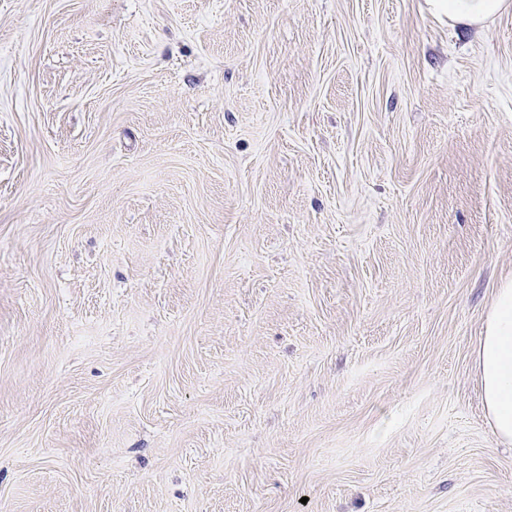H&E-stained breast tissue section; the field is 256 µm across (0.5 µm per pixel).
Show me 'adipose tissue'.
Returning <instances> with one entry per match:
<instances>
[{"label": "adipose tissue", "mask_w": 512, "mask_h": 512, "mask_svg": "<svg viewBox=\"0 0 512 512\" xmlns=\"http://www.w3.org/2000/svg\"><path fill=\"white\" fill-rule=\"evenodd\" d=\"M449 26L481 27L507 7V0H429ZM483 407L495 436L512 443V279L499 284L474 356Z\"/></svg>", "instance_id": "adipose-tissue-1"}]
</instances>
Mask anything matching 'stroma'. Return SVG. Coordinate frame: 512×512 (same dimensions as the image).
<instances>
[{"label":"stroma","instance_id":"obj_1","mask_svg":"<svg viewBox=\"0 0 512 512\" xmlns=\"http://www.w3.org/2000/svg\"><path fill=\"white\" fill-rule=\"evenodd\" d=\"M512 8L0 0V512H512ZM433 14L448 26L480 28L508 6L507 0H429ZM483 407L495 436L512 443V279L501 281L474 354Z\"/></svg>","mask_w":512,"mask_h":512}]
</instances>
